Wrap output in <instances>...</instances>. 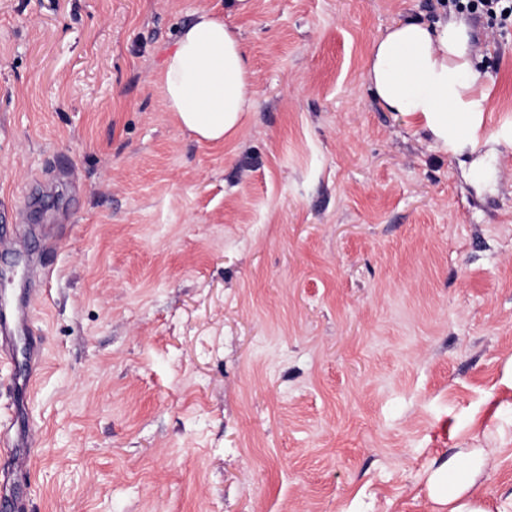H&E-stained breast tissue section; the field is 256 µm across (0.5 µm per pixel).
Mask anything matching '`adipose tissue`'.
<instances>
[{"instance_id":"obj_1","label":"adipose tissue","mask_w":512,"mask_h":512,"mask_svg":"<svg viewBox=\"0 0 512 512\" xmlns=\"http://www.w3.org/2000/svg\"><path fill=\"white\" fill-rule=\"evenodd\" d=\"M367 81L387 111L419 119L436 149L477 140L471 116L487 100L473 32L461 19L401 21L369 51ZM166 111L186 131L211 143L234 139L256 104L255 71L236 27L203 9L180 30L159 74ZM495 449L459 451L432 480V497L448 512H491L478 478Z\"/></svg>"}]
</instances>
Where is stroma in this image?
<instances>
[{
    "instance_id": "35a3bbf8",
    "label": "stroma",
    "mask_w": 512,
    "mask_h": 512,
    "mask_svg": "<svg viewBox=\"0 0 512 512\" xmlns=\"http://www.w3.org/2000/svg\"><path fill=\"white\" fill-rule=\"evenodd\" d=\"M436 0H0V310L45 349L0 363L42 446L31 512H441L434 473L512 512V27H473L475 148L443 152L364 74ZM240 28L235 139L166 112L194 11ZM46 261L49 279H27ZM496 448L458 451L432 480V497L448 512H491L478 478L495 463Z\"/></svg>"
}]
</instances>
